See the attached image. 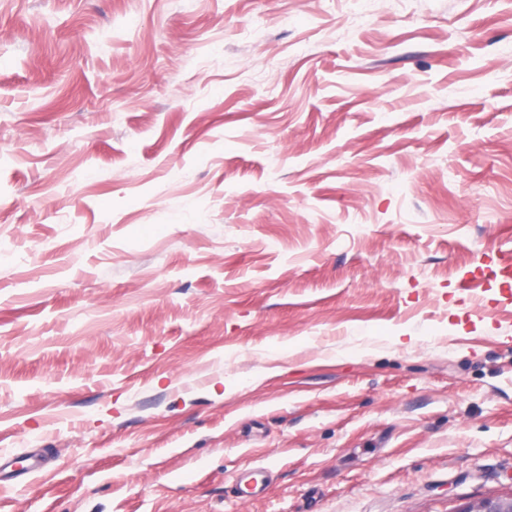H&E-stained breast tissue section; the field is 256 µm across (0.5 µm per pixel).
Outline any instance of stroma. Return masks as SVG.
Wrapping results in <instances>:
<instances>
[{"instance_id":"35a3bbf8","label":"stroma","mask_w":512,"mask_h":512,"mask_svg":"<svg viewBox=\"0 0 512 512\" xmlns=\"http://www.w3.org/2000/svg\"><path fill=\"white\" fill-rule=\"evenodd\" d=\"M508 250L512 0H0V512L512 494ZM262 470H254L250 473L241 475L236 483V490L240 496H257L266 489V477Z\"/></svg>"}]
</instances>
